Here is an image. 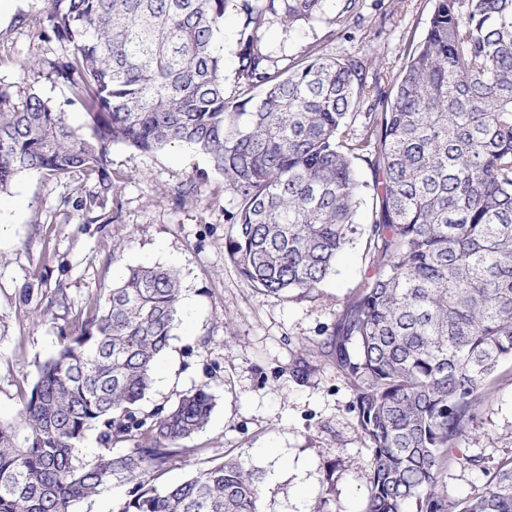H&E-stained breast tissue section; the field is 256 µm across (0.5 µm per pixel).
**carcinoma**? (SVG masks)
Instances as JSON below:
<instances>
[{
	"label": "carcinoma",
	"mask_w": 512,
	"mask_h": 512,
	"mask_svg": "<svg viewBox=\"0 0 512 512\" xmlns=\"http://www.w3.org/2000/svg\"><path fill=\"white\" fill-rule=\"evenodd\" d=\"M34 2L18 24L61 53L19 61L22 96L0 87V194L21 173L81 175L93 185L74 188L72 207L92 222L119 180L113 145H182L208 157L236 200L226 251L254 287L304 297L365 239L376 273L329 343L371 451L365 512H512V457L468 499L437 491L448 449L475 432L512 362V0H435L388 84L381 71L367 76L375 58L359 48L332 56L318 44L278 66L266 28L320 21L326 0ZM359 5L339 0L328 38ZM229 11L240 25L236 83L256 97L225 91L217 41ZM44 69L69 97L35 89ZM205 178L176 201L197 197ZM180 297L176 271L129 266L78 330H59L15 419L0 422V512H74L114 482L132 484L115 512H261V475L234 458L156 485L215 406L200 386L140 415ZM92 430L101 448L88 460ZM119 443L129 447L113 451Z\"/></svg>",
	"instance_id": "carcinoma-1"
}]
</instances>
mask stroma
Segmentation results:
<instances>
[{
	"instance_id": "stroma-1",
	"label": "stroma",
	"mask_w": 512,
	"mask_h": 512,
	"mask_svg": "<svg viewBox=\"0 0 512 512\" xmlns=\"http://www.w3.org/2000/svg\"><path fill=\"white\" fill-rule=\"evenodd\" d=\"M32 3L0 0V87L14 93L25 88L16 60L58 52L16 26ZM433 6L434 0H363L361 19L348 24L333 50L366 43L400 66L408 46L422 39ZM328 30L322 21L291 30L276 24L265 41L277 56L294 58ZM110 158L122 179L98 222H82L67 205L72 179L23 174L0 197V420L15 417L38 364L55 350L59 328L88 319L90 300L111 288L123 267H168L180 278L179 322L154 362L141 411L172 405L201 386L215 407L163 483L183 481L208 459L233 456L262 471V512H316L325 497L342 512H364L371 454L351 383L327 354L345 302L369 273L364 243L348 246L308 297L265 293L225 251L236 203L204 156L186 146L143 154L117 144ZM201 171L208 178L200 196L176 204L178 187ZM29 283L33 296L20 303ZM502 372L478 415L476 437L450 451L441 495L463 499L483 491L488 469L512 456V364Z\"/></svg>"
}]
</instances>
